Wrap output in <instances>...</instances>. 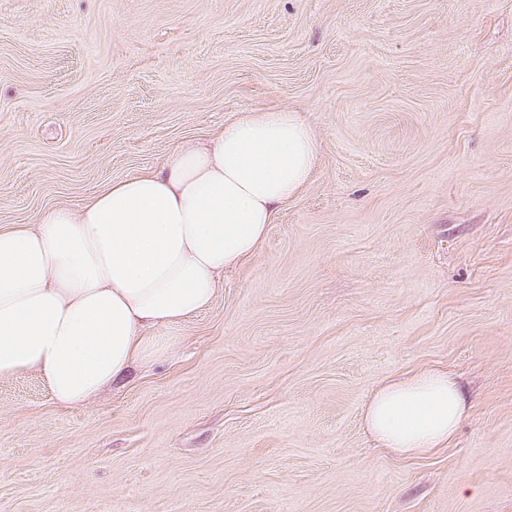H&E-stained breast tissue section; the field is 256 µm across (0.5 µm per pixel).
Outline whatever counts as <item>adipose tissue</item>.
Returning <instances> with one entry per match:
<instances>
[{
	"instance_id": "obj_1",
	"label": "adipose tissue",
	"mask_w": 512,
	"mask_h": 512,
	"mask_svg": "<svg viewBox=\"0 0 512 512\" xmlns=\"http://www.w3.org/2000/svg\"><path fill=\"white\" fill-rule=\"evenodd\" d=\"M316 154L296 112H244L79 210L0 225V377L37 371L74 406L165 352L162 329L209 305L224 271L259 250ZM468 410L453 376L428 370L378 386L364 421L382 447L414 456L445 446Z\"/></svg>"
}]
</instances>
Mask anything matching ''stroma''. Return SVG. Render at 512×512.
<instances>
[{
    "label": "stroma",
    "instance_id": "stroma-1",
    "mask_svg": "<svg viewBox=\"0 0 512 512\" xmlns=\"http://www.w3.org/2000/svg\"><path fill=\"white\" fill-rule=\"evenodd\" d=\"M271 108L311 174L164 357L0 378V512H512V0H0V225ZM426 369L471 407L401 457L363 409Z\"/></svg>",
    "mask_w": 512,
    "mask_h": 512
}]
</instances>
